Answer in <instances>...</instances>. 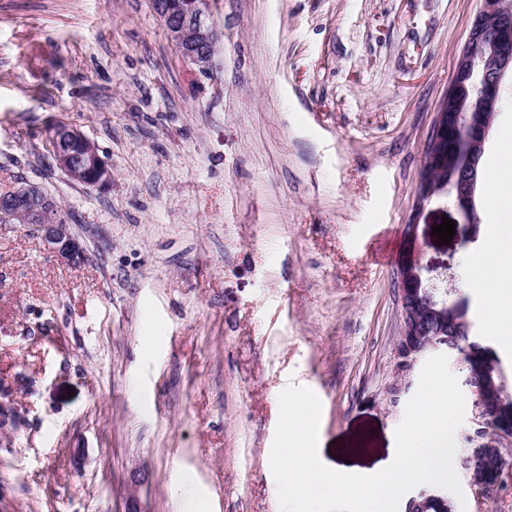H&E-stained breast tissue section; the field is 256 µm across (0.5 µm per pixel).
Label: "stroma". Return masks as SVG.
I'll return each instance as SVG.
<instances>
[{"label":"stroma","instance_id":"1","mask_svg":"<svg viewBox=\"0 0 512 512\" xmlns=\"http://www.w3.org/2000/svg\"><path fill=\"white\" fill-rule=\"evenodd\" d=\"M482 0H211L209 73L151 0H0V192L39 186L88 259L0 223V512H280L279 395L322 404L318 454L369 475L423 361L400 367L399 266L451 267L482 324L445 201L414 216L423 147ZM112 170L69 180L47 126ZM418 218L417 239L403 228ZM75 144L81 146V153L75 151ZM46 147L53 166L71 180L80 178V173L88 170L89 181L81 184L103 188L110 183L112 175L108 163L100 156L95 143L77 127L61 122L49 129Z\"/></svg>","mask_w":512,"mask_h":512}]
</instances>
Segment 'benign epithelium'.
<instances>
[{"label": "benign epithelium", "instance_id": "benign-epithelium-1", "mask_svg": "<svg viewBox=\"0 0 512 512\" xmlns=\"http://www.w3.org/2000/svg\"><path fill=\"white\" fill-rule=\"evenodd\" d=\"M210 0H152L155 13L163 21L180 55L199 72H208L218 50L220 36L209 8ZM512 75V3L508 0H483V8L474 19L468 39L461 50L451 85L424 145L429 160L444 156V144L453 136L456 145L457 173L442 189H435L429 167L421 169L414 211L420 212L433 200L444 199L458 210L466 224L477 223V191L481 163L489 135L499 109L500 91L506 75ZM52 164L70 179L90 171L87 187L103 188L112 178L108 163L80 129L67 124L49 129L46 139ZM0 216L16 219L38 229L51 252L68 265L86 259L84 247L73 234L71 224L58 203L39 187L24 184L0 193ZM398 284L402 295L404 325L398 345V357L411 363L426 353L444 347L459 355L466 371V384L475 396L482 424L480 435L495 440L512 436V397L502 394L496 406L486 403L483 392L493 366L489 351L476 341L462 344L459 336H470L458 314L463 306L451 299V277L422 268L416 260L404 263ZM427 295V314L435 320L428 331L411 317L415 305ZM455 316L454 331L448 332L446 316ZM448 501V494L422 490L410 497L405 512H426L430 500Z\"/></svg>", "mask_w": 512, "mask_h": 512}]
</instances>
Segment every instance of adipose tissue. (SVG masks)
<instances>
[{
	"label": "adipose tissue",
	"instance_id": "obj_1",
	"mask_svg": "<svg viewBox=\"0 0 512 512\" xmlns=\"http://www.w3.org/2000/svg\"><path fill=\"white\" fill-rule=\"evenodd\" d=\"M500 143L505 159L487 169L483 206L492 221L473 267L472 287L487 298L484 324L488 333L512 347V129Z\"/></svg>",
	"mask_w": 512,
	"mask_h": 512
}]
</instances>
